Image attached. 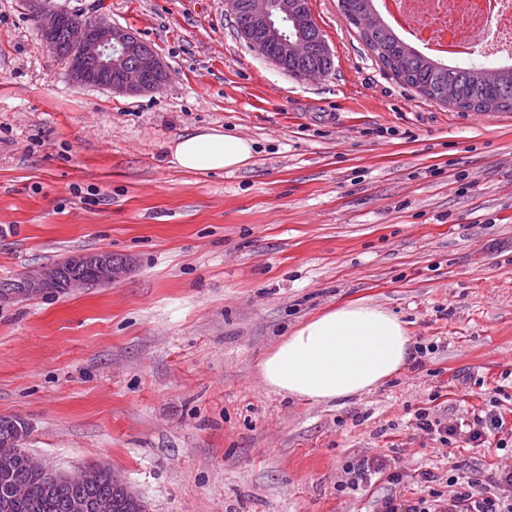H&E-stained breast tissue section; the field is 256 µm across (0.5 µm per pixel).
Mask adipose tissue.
I'll return each mask as SVG.
<instances>
[{
	"label": "adipose tissue",
	"instance_id": "obj_1",
	"mask_svg": "<svg viewBox=\"0 0 512 512\" xmlns=\"http://www.w3.org/2000/svg\"><path fill=\"white\" fill-rule=\"evenodd\" d=\"M251 158V141L214 130L183 135L172 151L175 166L195 172L235 169ZM411 352L395 314L357 303L305 322L259 368L269 389L326 403L373 391L406 366Z\"/></svg>",
	"mask_w": 512,
	"mask_h": 512
}]
</instances>
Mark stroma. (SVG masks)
<instances>
[{"instance_id": "obj_1", "label": "stroma", "mask_w": 512, "mask_h": 512, "mask_svg": "<svg viewBox=\"0 0 512 512\" xmlns=\"http://www.w3.org/2000/svg\"><path fill=\"white\" fill-rule=\"evenodd\" d=\"M104 8L169 70L126 96L73 82L30 0H0V280L107 251L106 286L0 302V416L27 451L103 462L147 512H371L414 470L475 478L512 453L417 430L505 390L512 423V119L424 98L337 9L308 0L333 66L309 80L238 37L225 0H54ZM248 139V165L191 172L177 138ZM363 300L438 349L372 392L316 403L259 364L285 336ZM386 453L403 483L338 492L345 462ZM120 265L122 263L118 258H111L110 256L99 255L95 260V266L98 274V285L112 284L115 280L120 278L124 270L115 268L112 263Z\"/></svg>"}]
</instances>
